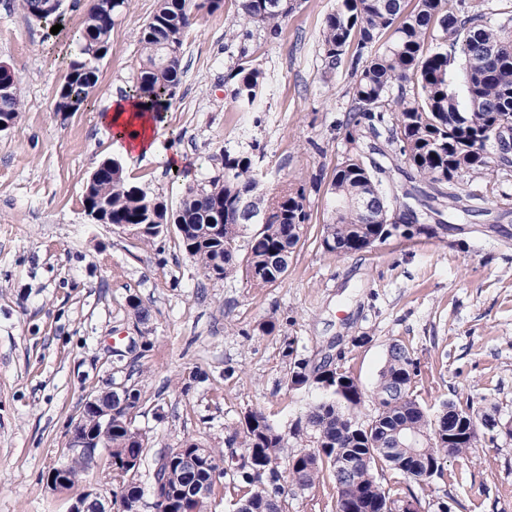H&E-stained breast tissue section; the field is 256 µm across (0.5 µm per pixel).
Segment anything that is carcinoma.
Returning <instances> with one entry per match:
<instances>
[{
  "instance_id": "cac0c4a2",
  "label": "carcinoma",
  "mask_w": 512,
  "mask_h": 512,
  "mask_svg": "<svg viewBox=\"0 0 512 512\" xmlns=\"http://www.w3.org/2000/svg\"><path fill=\"white\" fill-rule=\"evenodd\" d=\"M245 25L278 32L280 23L294 9L291 0H235ZM32 17L46 20L58 14L62 0H20ZM224 0H157L144 24L141 53L128 95L148 112L167 110L182 78L184 38L196 12L213 14ZM102 14L87 13L80 57L70 60L58 92V110L78 112L88 106L98 83L92 61L108 52L112 26ZM356 44L351 87L347 142L353 145L336 168L327 189L331 217L322 225L324 253L342 257L383 243L397 234L411 237L431 229L443 212L432 202L444 198L452 205L448 219L457 212L462 197L456 192L467 174L504 171L512 166L506 157H495V140L502 128H512V10L494 8L488 0H415L412 10L405 0H336L322 29V47L329 64L337 66L347 47ZM236 87L233 99L241 112L258 107L266 83L265 73L246 60L229 74ZM13 73L0 71V117L15 120L21 111L18 96L6 91ZM368 130L384 138L395 156L405 160L417 186L406 192L418 208L410 210L413 227L387 223L396 199L384 189L387 170L357 145L359 132ZM224 149L215 158L222 172L187 189L174 210L130 183L124 167L107 159L88 181L84 203L102 206L109 223L149 242L170 224L177 225L183 252L199 265L205 277L224 280L242 275L252 288H266L283 280L291 254L306 233L309 213L306 195L286 185L273 189L265 199L259 219L262 229L245 236L252 218L242 205L257 198L263 173L255 151ZM369 195L375 202L372 218H364L351 202ZM326 376L319 385L323 397L298 420L292 434L312 438L311 453L289 461V485L312 487L328 476L336 487L335 512H350L355 502L386 509L394 498L377 474L395 469L418 484L444 476V460L472 448L479 431L494 432L499 422L493 414L474 407L471 399L444 402L431 414L414 396L418 362L406 347L389 346L373 399L377 415L367 423L352 421L363 401V392L351 377L328 365L314 370ZM308 364L294 361L290 383L295 388L313 384ZM132 400L112 407V424L105 447L112 449L108 475L117 512L142 496L137 471L149 447L146 433L134 425L141 408V392L129 386ZM101 409L87 402L75 430L90 439L99 436ZM230 448H241L234 468L246 492L237 512H285L288 485L281 483L278 459L285 447L281 431L260 411L247 413L227 438ZM201 451L205 459L224 462V452L206 448L196 439L162 452L155 461L153 480L164 481L183 495L156 504L157 512H207L219 492L227 469L212 477V467L187 472L176 460ZM94 467L82 456L65 465L68 484L79 481ZM209 482V496L194 499L184 490Z\"/></svg>"
}]
</instances>
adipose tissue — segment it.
<instances>
[{"label":"adipose tissue","mask_w":512,"mask_h":512,"mask_svg":"<svg viewBox=\"0 0 512 512\" xmlns=\"http://www.w3.org/2000/svg\"><path fill=\"white\" fill-rule=\"evenodd\" d=\"M109 129L112 147L127 156H150L159 147L161 129L154 113L144 111L132 97H113L109 107L97 116Z\"/></svg>","instance_id":"obj_1"}]
</instances>
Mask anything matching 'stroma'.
<instances>
[{"mask_svg": "<svg viewBox=\"0 0 512 512\" xmlns=\"http://www.w3.org/2000/svg\"><path fill=\"white\" fill-rule=\"evenodd\" d=\"M336 0H294L277 35L243 33L234 0L199 11L184 42V74L164 112L159 150L120 158L129 181L178 208L185 189L216 175L224 148L264 152L265 189H305L310 219L285 279L252 288L214 280L188 259L176 227L142 243L99 224L83 198L96 167L116 157L97 122L113 93L128 90L139 33L156 0H132L112 28L88 107L63 113L56 93L63 60L77 50L91 0H63L61 29L29 16L19 0H0V62L16 78L21 112L0 133V512H71L87 486L111 495L105 465L72 487H52V467L67 461L68 435L91 393L129 381L143 401L135 424L150 437L137 479L151 493L158 454L192 437L224 449L243 416L263 411L286 437L278 468L306 443L295 422L320 399L318 387L291 388L296 358L328 364L366 394L357 421L376 414L371 394L390 344L419 363L414 392L438 409L473 399L512 428V178L477 175L479 213L435 226L433 234L392 238L342 258L325 255L329 184L348 149L349 60L330 68L321 31ZM266 74L256 111H237L228 75L241 54ZM180 149L186 165L167 157ZM150 308L139 322L128 305ZM275 321L271 333L260 327ZM194 371L204 381L185 388ZM384 487L414 495L419 512H512V435L479 436L467 456L449 458L443 478L420 485L399 471ZM287 512H333L336 489L322 479L289 491Z\"/></svg>", "mask_w": 512, "mask_h": 512, "instance_id": "obj_1", "label": "stroma"}]
</instances>
